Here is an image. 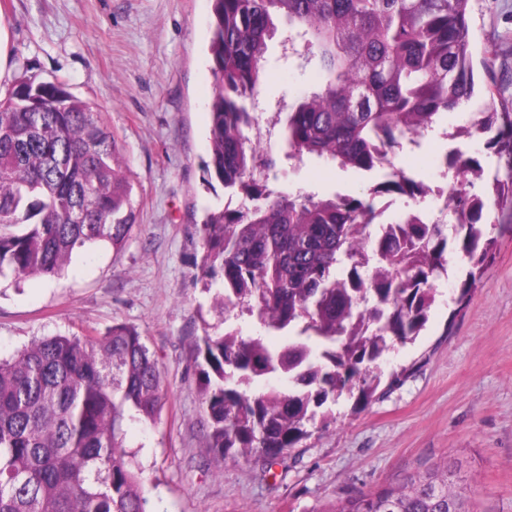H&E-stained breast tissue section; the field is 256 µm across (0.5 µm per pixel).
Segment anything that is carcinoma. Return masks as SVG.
<instances>
[{"label": "carcinoma", "mask_w": 512, "mask_h": 512, "mask_svg": "<svg viewBox=\"0 0 512 512\" xmlns=\"http://www.w3.org/2000/svg\"><path fill=\"white\" fill-rule=\"evenodd\" d=\"M469 0H212L210 160L216 180L243 195L198 228L205 288L220 324L201 318L196 362L213 457L273 464L336 426V405L366 407L380 364L426 327L448 242L470 265L460 297L489 256L481 220L512 202V106L489 91L458 137L486 136L505 161L491 191L457 148L444 155L455 224L410 213L400 234L379 225L377 195L410 198L424 186L395 168L444 114L473 101ZM288 27L315 64L318 85L290 106L282 143L290 159L317 157L378 174L362 197L273 193L250 180L267 41ZM126 164L97 113L64 81L25 77L0 96V278H54L73 256L108 244L119 253L137 223ZM287 387L264 391L272 380ZM162 370L134 329L56 335L0 360V512H150L127 429L161 422ZM459 463L447 459L401 484L351 495L329 512H468Z\"/></svg>", "instance_id": "cac0c4a2"}]
</instances>
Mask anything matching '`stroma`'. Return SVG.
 <instances>
[{"instance_id": "35a3bbf8", "label": "stroma", "mask_w": 512, "mask_h": 512, "mask_svg": "<svg viewBox=\"0 0 512 512\" xmlns=\"http://www.w3.org/2000/svg\"><path fill=\"white\" fill-rule=\"evenodd\" d=\"M211 0H0V88L22 77L65 79L115 134L133 185L138 222L120 254L80 251L61 278L0 281V358L33 338L136 329L168 390L160 424H130L129 454L153 512H330L336 501L401 484L451 458L470 484L469 512H512V204L494 208V242L476 287L458 304L465 268L449 254L438 301L417 340L389 354L375 398L338 407L335 429L274 464L228 458L216 469L195 364L203 252L195 232L229 205L204 181L213 78ZM475 80L512 103V0H470ZM261 105L275 112L315 83L304 57L266 52ZM447 143L429 134L395 160L424 183L445 180ZM365 173L311 158L279 159L268 189L359 197Z\"/></svg>"}]
</instances>
